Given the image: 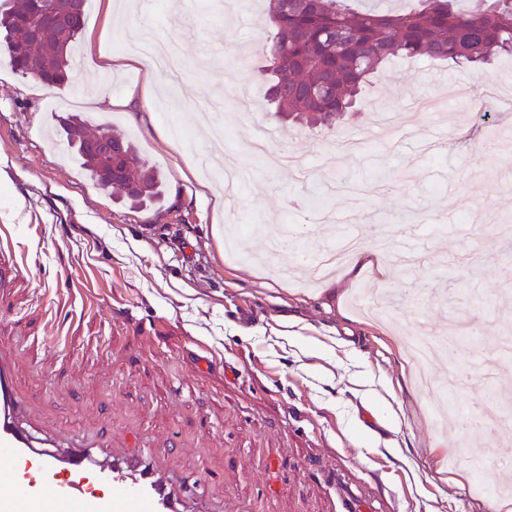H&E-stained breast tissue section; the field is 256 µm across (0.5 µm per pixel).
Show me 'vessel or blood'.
Returning a JSON list of instances; mask_svg holds the SVG:
<instances>
[{
    "label": "vessel or blood",
    "mask_w": 512,
    "mask_h": 512,
    "mask_svg": "<svg viewBox=\"0 0 512 512\" xmlns=\"http://www.w3.org/2000/svg\"><path fill=\"white\" fill-rule=\"evenodd\" d=\"M22 408L11 356L0 351V512H180L149 460L132 476L81 449L51 451L19 426Z\"/></svg>",
    "instance_id": "1"
}]
</instances>
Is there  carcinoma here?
<instances>
[{
	"instance_id": "1",
	"label": "carcinoma",
	"mask_w": 512,
	"mask_h": 512,
	"mask_svg": "<svg viewBox=\"0 0 512 512\" xmlns=\"http://www.w3.org/2000/svg\"><path fill=\"white\" fill-rule=\"evenodd\" d=\"M265 65L275 112L302 126L329 125L347 112H361L360 94L368 77L395 59L443 60L480 68L512 55V0H477L472 9L455 0H419L406 12L355 9L349 0H267ZM64 37L44 35L29 43V0H13L0 12V55L13 71L42 80L71 81L73 52L86 16ZM60 135L100 181L106 160L87 150L82 120L59 121ZM124 178L112 193L129 204L156 203L163 193L161 174L130 140L123 141Z\"/></svg>"
}]
</instances>
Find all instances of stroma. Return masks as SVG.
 <instances>
[{
    "instance_id": "1",
    "label": "stroma",
    "mask_w": 512,
    "mask_h": 512,
    "mask_svg": "<svg viewBox=\"0 0 512 512\" xmlns=\"http://www.w3.org/2000/svg\"><path fill=\"white\" fill-rule=\"evenodd\" d=\"M136 0L100 54L80 51L68 92L36 89L0 56V349L14 355L23 421L66 451L71 435L115 456L164 453L162 476L201 479L199 512H343L337 485L373 512H512L491 488L512 472V420L471 469L464 429L443 434L438 383L420 387L397 338L436 344L467 320L479 342L512 335V111L488 121L448 99L496 79L512 98V57L488 75L424 59L372 78L365 114L300 130L267 104L260 44L266 0ZM174 40L185 67L167 79L126 60L117 34ZM255 90L234 103L227 73ZM442 99L437 112L410 100ZM134 140L165 192L133 208L52 144L65 112ZM143 115L131 123L130 115ZM298 152L295 176L253 156ZM252 171L227 195L201 157ZM208 191H201V184ZM364 251L318 273L346 232ZM466 379L460 409L512 386V358Z\"/></svg>"
}]
</instances>
